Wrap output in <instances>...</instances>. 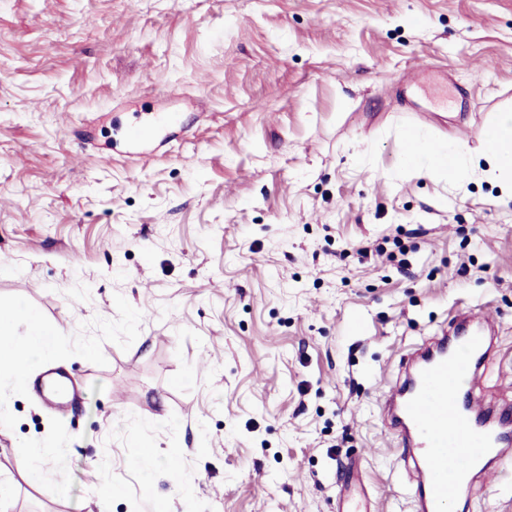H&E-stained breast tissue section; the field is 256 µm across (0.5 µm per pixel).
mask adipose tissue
I'll return each instance as SVG.
<instances>
[{"instance_id": "obj_1", "label": "adipose tissue", "mask_w": 512, "mask_h": 512, "mask_svg": "<svg viewBox=\"0 0 512 512\" xmlns=\"http://www.w3.org/2000/svg\"><path fill=\"white\" fill-rule=\"evenodd\" d=\"M483 137L487 146L482 154L459 157L448 145L422 144L416 139L408 141L409 163L432 174L459 175L475 171L484 178L512 189V111L498 113L494 125ZM56 364V344L50 332L37 320L30 319L26 335L0 336V366L27 374L31 360Z\"/></svg>"}]
</instances>
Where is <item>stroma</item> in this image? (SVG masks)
Listing matches in <instances>:
<instances>
[{
    "mask_svg": "<svg viewBox=\"0 0 512 512\" xmlns=\"http://www.w3.org/2000/svg\"><path fill=\"white\" fill-rule=\"evenodd\" d=\"M506 109L512 0H0V311L80 389L0 378V512H415L380 399L468 310L512 401V200L404 137ZM450 512H512V462ZM50 448L47 446H33L27 453L17 460V467L31 479H36L40 475L38 461L45 456Z\"/></svg>",
    "mask_w": 512,
    "mask_h": 512,
    "instance_id": "1",
    "label": "stroma"
}]
</instances>
